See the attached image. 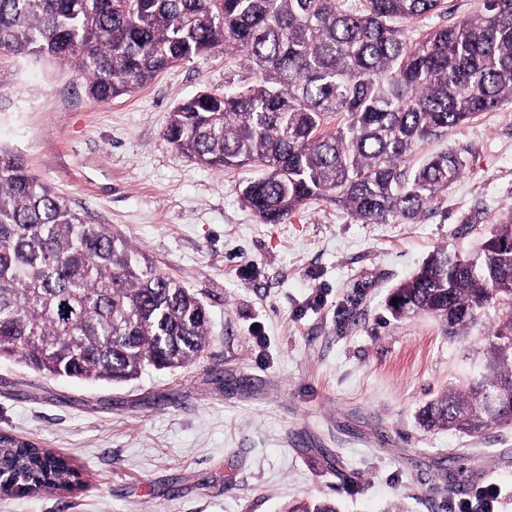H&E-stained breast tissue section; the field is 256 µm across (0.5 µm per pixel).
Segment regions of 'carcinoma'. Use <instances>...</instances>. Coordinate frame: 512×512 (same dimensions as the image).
Returning a JSON list of instances; mask_svg holds the SVG:
<instances>
[{"label":"carcinoma","instance_id":"carcinoma-1","mask_svg":"<svg viewBox=\"0 0 512 512\" xmlns=\"http://www.w3.org/2000/svg\"><path fill=\"white\" fill-rule=\"evenodd\" d=\"M445 10V0H0V53L69 63L92 99L109 101L230 47L252 80L175 106L169 144L205 167L262 168L240 193L265 224L320 200L364 224L410 223L460 176L466 150L406 161L512 99V0H479L471 16L411 36ZM390 298L393 315L430 314L450 336L502 305L486 373L418 419L469 436L511 426L512 213L477 257L437 249ZM208 329L195 293L0 148V359L122 383L197 361ZM0 473L39 492L68 488L74 467L0 433ZM282 512L338 510L325 499Z\"/></svg>","mask_w":512,"mask_h":512}]
</instances>
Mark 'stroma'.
<instances>
[{"mask_svg":"<svg viewBox=\"0 0 512 512\" xmlns=\"http://www.w3.org/2000/svg\"><path fill=\"white\" fill-rule=\"evenodd\" d=\"M218 49L99 102L52 59L0 55V148L194 292L210 313L194 364L121 385L0 361V433L68 459L76 485L0 493V512H457L493 483L512 512V427L426 430L417 411L483 370L498 316L451 337L394 318L392 288L433 251L472 256L512 210V100L457 127L466 168L414 223L364 224L332 203L266 224L245 206L247 166L194 163L163 135L179 102L244 84Z\"/></svg>","mask_w":512,"mask_h":512,"instance_id":"stroma-1","label":"stroma"}]
</instances>
